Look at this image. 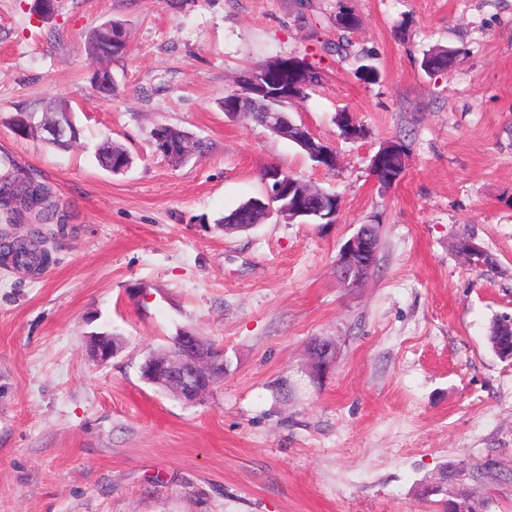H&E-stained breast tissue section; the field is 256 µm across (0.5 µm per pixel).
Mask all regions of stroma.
Listing matches in <instances>:
<instances>
[{"instance_id": "35a3bbf8", "label": "stroma", "mask_w": 512, "mask_h": 512, "mask_svg": "<svg viewBox=\"0 0 512 512\" xmlns=\"http://www.w3.org/2000/svg\"><path fill=\"white\" fill-rule=\"evenodd\" d=\"M32 4L0 0V154L53 186L64 224L45 271L0 262V512H441L421 487L446 463L512 468V361L488 343L512 316V0H59L48 20ZM342 5L359 18L343 61ZM108 20L128 51L104 101L85 41ZM434 47L448 70L423 69ZM288 57L324 74L289 113L335 169L221 108L247 67ZM55 102L82 129L68 150L1 122ZM344 109L364 139L341 137ZM160 124L209 151L170 162ZM106 139L125 174L98 166ZM395 140L406 171L386 187L370 159ZM270 166L335 193L336 223L224 233ZM363 224L378 261L351 288L336 257ZM184 328L224 348L196 404L139 371ZM102 331L123 342L104 365ZM317 337L336 344L320 377Z\"/></svg>"}]
</instances>
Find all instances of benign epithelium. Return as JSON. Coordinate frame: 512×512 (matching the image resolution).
<instances>
[{
    "label": "benign epithelium",
    "mask_w": 512,
    "mask_h": 512,
    "mask_svg": "<svg viewBox=\"0 0 512 512\" xmlns=\"http://www.w3.org/2000/svg\"><path fill=\"white\" fill-rule=\"evenodd\" d=\"M295 64L279 60L270 71L250 72L245 74L243 87L234 92L231 114L240 115L254 111L257 99L266 95L265 80L272 75L282 76L293 72ZM257 124L267 130L276 132L289 141L308 150L317 160L319 167L333 169L337 164L335 150L317 140L310 130L302 124H294L284 113L266 106L256 116ZM76 126L67 120L55 119L46 123L41 131L44 140L74 139ZM157 152L171 160L184 154L181 144L155 134ZM405 163V153L400 146L392 142L380 149L372 157L373 176L375 179L390 177V170ZM319 195L313 190H296V186L283 189V186H266V195L255 199V209L264 219L276 218L286 223L318 217L323 209L318 207ZM378 240L368 231L359 228L341 247L336 258V268L344 274L341 281L358 284L365 280L377 263ZM177 352L169 358H158L149 363L146 378L150 383L171 391L177 398L188 403H195L210 392L224 379V350L213 345L202 347L197 334L189 329L181 330L176 336ZM121 349V342L115 336L99 333L91 338L90 353L100 364L108 363ZM317 373L327 370L336 357V346L332 341L317 345L311 351ZM475 475L464 464L459 463L448 468L439 482L424 490L427 496L443 494L448 497L451 512H484L485 502L471 491L467 481Z\"/></svg>",
    "instance_id": "benign-epithelium-1"
}]
</instances>
